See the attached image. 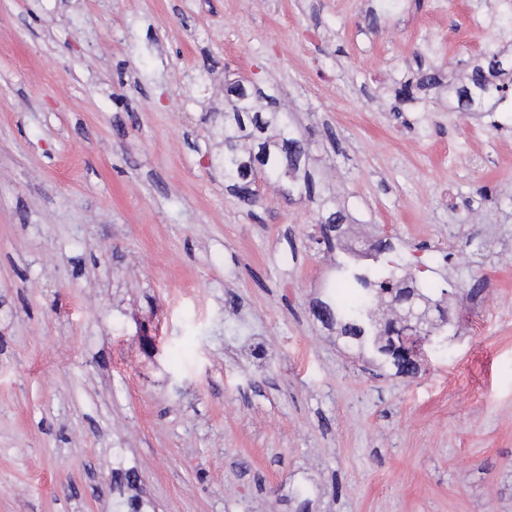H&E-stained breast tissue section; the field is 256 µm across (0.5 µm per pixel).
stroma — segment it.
Instances as JSON below:
<instances>
[{
    "instance_id": "stroma-1",
    "label": "stroma",
    "mask_w": 512,
    "mask_h": 512,
    "mask_svg": "<svg viewBox=\"0 0 512 512\" xmlns=\"http://www.w3.org/2000/svg\"><path fill=\"white\" fill-rule=\"evenodd\" d=\"M489 51L498 0H0V512H512V87L458 100ZM238 80L320 196L226 187ZM388 234L453 292L414 376L318 315Z\"/></svg>"
}]
</instances>
